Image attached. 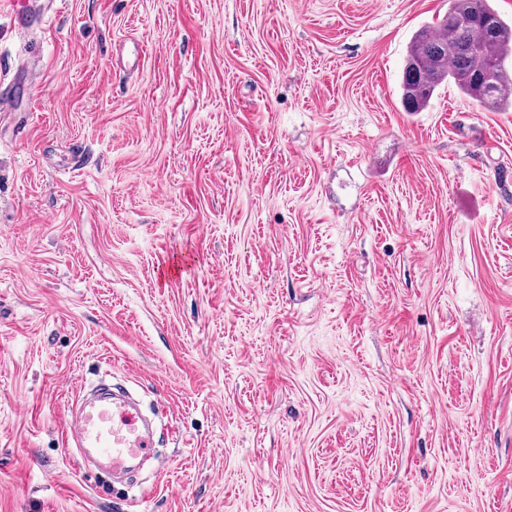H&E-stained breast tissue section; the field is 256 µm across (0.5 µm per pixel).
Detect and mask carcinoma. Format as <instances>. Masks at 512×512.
<instances>
[{
  "instance_id": "1",
  "label": "carcinoma",
  "mask_w": 512,
  "mask_h": 512,
  "mask_svg": "<svg viewBox=\"0 0 512 512\" xmlns=\"http://www.w3.org/2000/svg\"><path fill=\"white\" fill-rule=\"evenodd\" d=\"M468 7V0H448L442 19L415 34L400 84L405 111H424L444 85L491 111L512 109V23L492 0H481V24L461 19ZM489 69L495 78L491 88Z\"/></svg>"
}]
</instances>
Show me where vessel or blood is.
Masks as SVG:
<instances>
[{"instance_id": "b4317fda", "label": "vessel or blood", "mask_w": 512, "mask_h": 512, "mask_svg": "<svg viewBox=\"0 0 512 512\" xmlns=\"http://www.w3.org/2000/svg\"><path fill=\"white\" fill-rule=\"evenodd\" d=\"M69 438L98 469L129 473L154 454L155 440L136 403L109 391L79 402L69 419Z\"/></svg>"}]
</instances>
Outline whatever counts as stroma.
<instances>
[{
	"label": "stroma",
	"mask_w": 512,
	"mask_h": 512,
	"mask_svg": "<svg viewBox=\"0 0 512 512\" xmlns=\"http://www.w3.org/2000/svg\"><path fill=\"white\" fill-rule=\"evenodd\" d=\"M5 2L0 512H512V112L399 95L448 0ZM105 376L138 486L66 442ZM10 5L12 6L11 12V20L13 21L14 28L20 32H25L31 23L39 20L40 25L42 26V31L45 32L47 30L48 18L46 19L47 13L52 11H56L59 9L61 5L60 0H44L47 1L46 9L43 7L40 10L39 15L34 16L29 11V1L30 0H9ZM49 7V8H48ZM48 8V10H47ZM46 11V12H45Z\"/></svg>",
	"instance_id": "obj_1"
}]
</instances>
